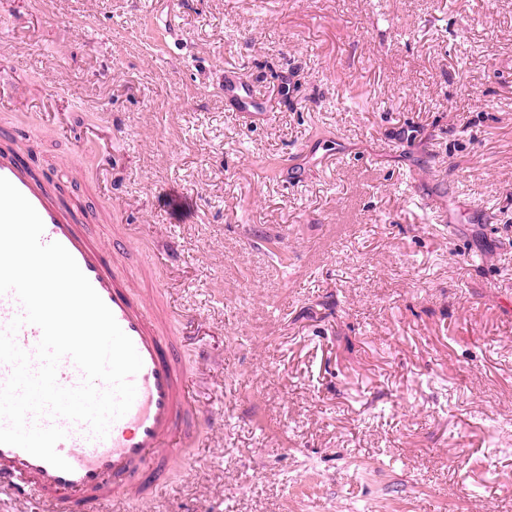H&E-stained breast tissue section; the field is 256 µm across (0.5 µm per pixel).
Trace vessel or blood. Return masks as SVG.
Masks as SVG:
<instances>
[{
	"label": "vessel or blood",
	"mask_w": 512,
	"mask_h": 512,
	"mask_svg": "<svg viewBox=\"0 0 512 512\" xmlns=\"http://www.w3.org/2000/svg\"><path fill=\"white\" fill-rule=\"evenodd\" d=\"M224 97L246 118L266 117L253 90L234 75L224 79ZM0 177L8 179L32 204L44 223L43 243L62 244L130 337L143 367L134 378L137 395L128 413L106 438L91 437L87 424L40 418L66 436L57 452L70 464L62 471L21 448L0 444V497H27L51 512H101L112 502L153 499L175 468L205 444L210 421L197 399L182 351L171 326L176 310L161 284H136L114 263L124 248L101 241L89 230V217L64 209L52 177L35 176L19 156H0Z\"/></svg>",
	"instance_id": "b4317fda"
}]
</instances>
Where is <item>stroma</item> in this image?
Returning a JSON list of instances; mask_svg holds the SVG:
<instances>
[{"mask_svg":"<svg viewBox=\"0 0 512 512\" xmlns=\"http://www.w3.org/2000/svg\"><path fill=\"white\" fill-rule=\"evenodd\" d=\"M0 65L61 97L17 152L216 356L148 512H512V0H0ZM224 98L233 101L248 119L268 116L263 101L256 97L251 88L239 82L234 75L227 74L224 79Z\"/></svg>","mask_w":512,"mask_h":512,"instance_id":"35a3bbf8","label":"stroma"}]
</instances>
